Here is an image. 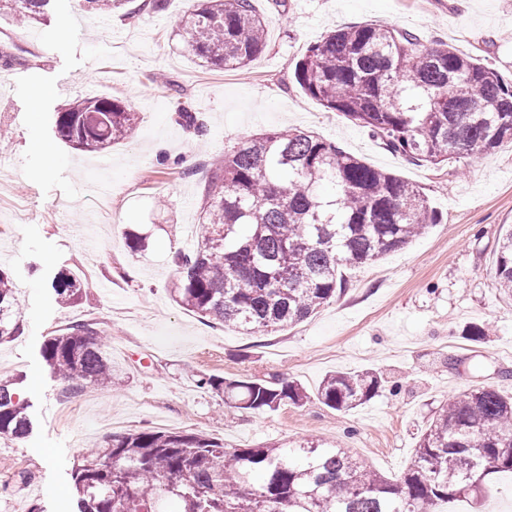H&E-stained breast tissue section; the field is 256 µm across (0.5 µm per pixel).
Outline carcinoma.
Segmentation results:
<instances>
[{"label": "carcinoma", "mask_w": 512, "mask_h": 512, "mask_svg": "<svg viewBox=\"0 0 512 512\" xmlns=\"http://www.w3.org/2000/svg\"><path fill=\"white\" fill-rule=\"evenodd\" d=\"M22 24L50 0H0ZM187 47L207 66L241 69L264 50L266 23L252 0H206L186 16ZM300 89L365 128L384 149L433 165L487 155L512 143V81L446 43L427 46L394 26L346 27L310 45L296 64ZM177 122L203 135L196 113ZM137 113L110 97H75L58 113L65 143L99 152L130 138ZM420 188L374 168L332 142L296 129L251 135L224 155L204 189L197 247L174 252L172 293L186 309L245 335L293 327L346 289L345 271L400 250L433 224ZM495 279L512 299V229L499 238ZM64 305L83 281L52 283ZM11 275L0 270V340L20 331ZM44 356L64 378L112 383V361L92 323L49 338ZM235 408L275 411L307 401L297 382L198 379ZM373 371L327 375L317 398L346 414L374 398ZM26 405L0 382V433L22 438ZM512 472V399L492 387L464 391L441 406L396 478L341 445L228 448L186 431L114 435L81 455L80 512H441L475 494L495 473Z\"/></svg>", "instance_id": "1"}]
</instances>
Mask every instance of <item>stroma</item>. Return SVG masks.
Instances as JSON below:
<instances>
[{"mask_svg":"<svg viewBox=\"0 0 512 512\" xmlns=\"http://www.w3.org/2000/svg\"><path fill=\"white\" fill-rule=\"evenodd\" d=\"M111 15L51 0L17 26L0 13V269L13 278L19 335L0 342V379L21 392L29 430L0 434V512H78L74 469L82 448L145 429L189 431L240 447L340 442L388 477L399 476L435 411L490 386L512 396V299L494 278L497 240L512 225V144L447 166L412 164L318 101L294 80L307 47L334 30L393 25L422 43H447L512 80V0H254L266 47L238 70L207 67L181 36L194 0L161 14ZM50 93L33 103L37 89ZM109 96L137 112L134 136L87 153L62 142L55 122L75 93ZM189 106L206 128L176 122ZM297 128L370 166L420 186L441 222L402 250L348 270L347 290L301 324L245 336L179 305L177 249L196 242L214 168L242 137ZM49 145L51 154L41 152ZM146 236L144 250L126 232ZM70 272L81 300L51 286ZM93 322L112 358V384L71 390L44 344ZM488 323L482 342L466 330ZM376 370L385 387L347 414L316 393L335 370ZM295 380L310 398L244 413L197 388L201 375ZM451 512H512V475L494 474ZM52 288L61 304L68 305L82 296L83 281L74 275L61 273L52 283Z\"/></svg>","mask_w":512,"mask_h":512,"instance_id":"35a3bbf8","label":"stroma"}]
</instances>
